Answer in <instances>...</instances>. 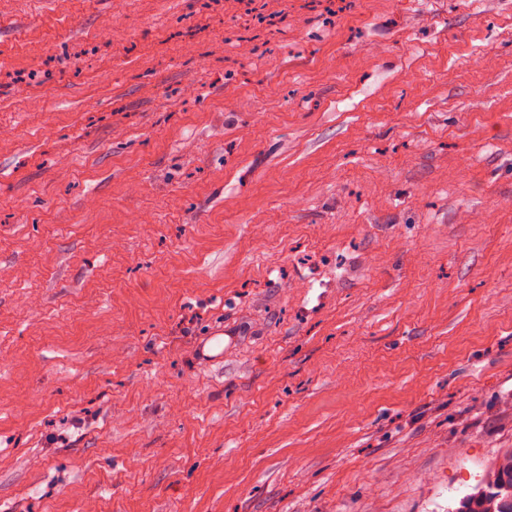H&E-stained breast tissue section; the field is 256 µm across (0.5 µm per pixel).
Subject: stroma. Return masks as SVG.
<instances>
[{
  "label": "stroma",
  "instance_id": "35a3bbf8",
  "mask_svg": "<svg viewBox=\"0 0 512 512\" xmlns=\"http://www.w3.org/2000/svg\"><path fill=\"white\" fill-rule=\"evenodd\" d=\"M1 126L0 512H449L512 447V0H0Z\"/></svg>",
  "mask_w": 512,
  "mask_h": 512
}]
</instances>
